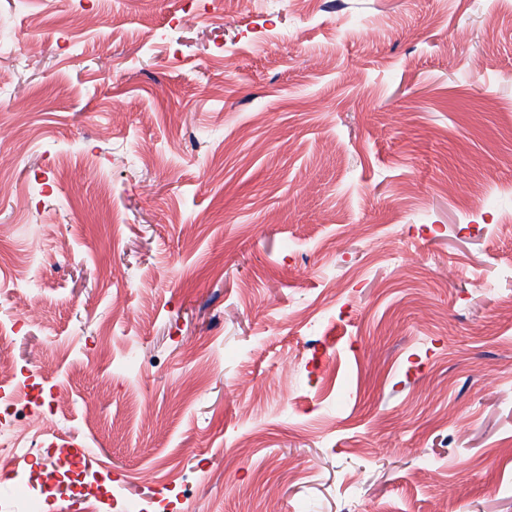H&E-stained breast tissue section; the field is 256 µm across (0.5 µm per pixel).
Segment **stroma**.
<instances>
[{"label":"stroma","mask_w":512,"mask_h":512,"mask_svg":"<svg viewBox=\"0 0 512 512\" xmlns=\"http://www.w3.org/2000/svg\"><path fill=\"white\" fill-rule=\"evenodd\" d=\"M29 6L0 0L21 494L512 512V225L460 208L481 177L512 214V0ZM56 439L90 450L71 492Z\"/></svg>","instance_id":"obj_1"}]
</instances>
